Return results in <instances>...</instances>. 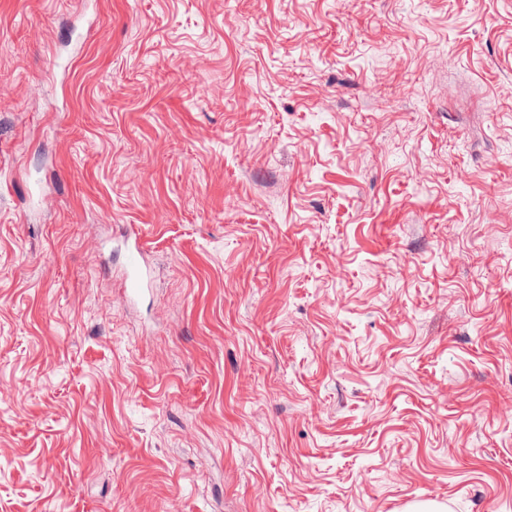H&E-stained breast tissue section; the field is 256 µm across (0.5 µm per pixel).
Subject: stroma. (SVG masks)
Here are the masks:
<instances>
[{
	"mask_svg": "<svg viewBox=\"0 0 512 512\" xmlns=\"http://www.w3.org/2000/svg\"><path fill=\"white\" fill-rule=\"evenodd\" d=\"M0 87V512H512V0H0Z\"/></svg>",
	"mask_w": 512,
	"mask_h": 512,
	"instance_id": "35a3bbf8",
	"label": "stroma"
}]
</instances>
